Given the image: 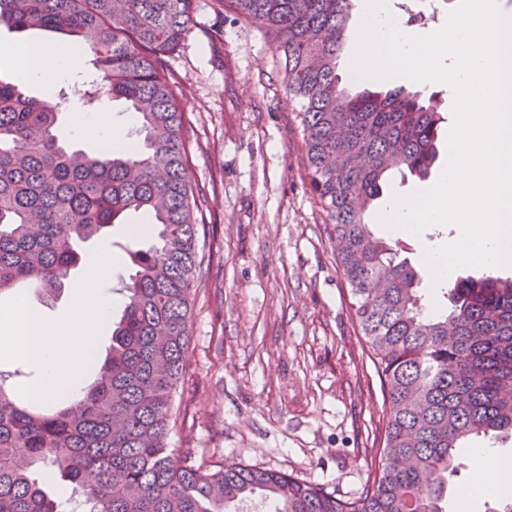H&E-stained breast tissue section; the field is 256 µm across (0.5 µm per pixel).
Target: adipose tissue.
Instances as JSON below:
<instances>
[{
  "label": "adipose tissue",
  "mask_w": 512,
  "mask_h": 512,
  "mask_svg": "<svg viewBox=\"0 0 512 512\" xmlns=\"http://www.w3.org/2000/svg\"><path fill=\"white\" fill-rule=\"evenodd\" d=\"M76 62V56L65 51H32L27 58L17 59L16 76L23 82L50 87L65 79ZM72 132L77 136H92L101 148L127 141L124 126L106 112L76 113ZM118 266L116 256L107 249H100L73 295L69 313L61 320L45 321L20 297L0 310V348L40 369L38 380L24 388V396L37 399L60 395L71 399L80 397L83 379L96 356L98 339L112 313L111 304L97 297L93 287L110 278ZM471 455L477 463L476 489L496 492L512 483V467L493 452L477 448Z\"/></svg>",
  "instance_id": "obj_1"
}]
</instances>
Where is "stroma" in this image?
<instances>
[{"mask_svg":"<svg viewBox=\"0 0 512 512\" xmlns=\"http://www.w3.org/2000/svg\"><path fill=\"white\" fill-rule=\"evenodd\" d=\"M194 25L169 57L181 108L191 127L193 182L206 198L199 242L205 259L193 287L186 377L176 395L189 411L169 446L198 458L282 470L339 498L358 497L379 448L385 420L381 382L360 335L352 297L304 166L305 143L276 74L271 42L226 14L220 0H194ZM58 35L0 31V78L13 79L10 52L20 45L58 47ZM81 249L108 246L121 263L99 293L120 316L126 255L140 241L129 225ZM451 225L422 236L390 235L412 264L425 303L441 300L429 284L424 247L448 242ZM85 270L76 267L59 297L26 288L32 311L65 316Z\"/></svg>","mask_w":512,"mask_h":512,"instance_id":"35a3bbf8","label":"stroma"}]
</instances>
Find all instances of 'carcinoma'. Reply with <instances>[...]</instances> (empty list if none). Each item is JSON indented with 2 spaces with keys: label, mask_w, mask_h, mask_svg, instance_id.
I'll list each match as a JSON object with an SVG mask.
<instances>
[{
  "label": "carcinoma",
  "mask_w": 512,
  "mask_h": 512,
  "mask_svg": "<svg viewBox=\"0 0 512 512\" xmlns=\"http://www.w3.org/2000/svg\"><path fill=\"white\" fill-rule=\"evenodd\" d=\"M194 0H0V28L52 30L94 57L84 91L138 113V140L90 155L60 139L62 103L0 79V295L28 283L61 291L80 244L124 213L144 211L157 242L131 252L134 273L112 344L78 400L53 409L14 399L22 368L0 369V512H63L35 467L53 470L83 512H233L255 495L275 512H443L448 476L470 464L465 444L512 435V278L457 280L432 315L419 276L371 229L392 172L425 179L437 159V100L400 86L354 95L337 57L353 0H224L271 37L306 145L311 192L343 244L337 263L381 380L386 420L377 467L341 499L281 470L173 460L167 438L184 382L193 283L203 262L200 190L190 127L165 65L190 33Z\"/></svg>",
  "instance_id": "carcinoma-1"
}]
</instances>
